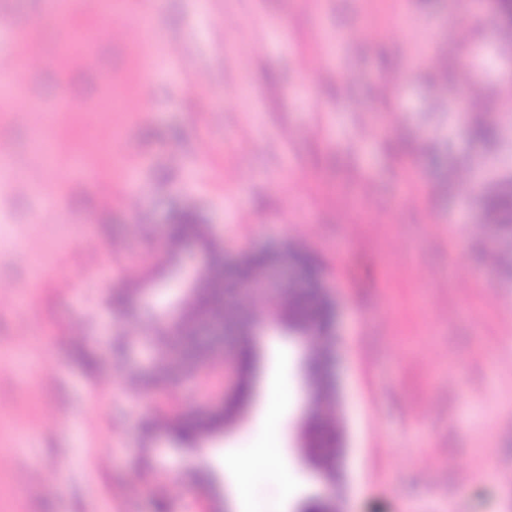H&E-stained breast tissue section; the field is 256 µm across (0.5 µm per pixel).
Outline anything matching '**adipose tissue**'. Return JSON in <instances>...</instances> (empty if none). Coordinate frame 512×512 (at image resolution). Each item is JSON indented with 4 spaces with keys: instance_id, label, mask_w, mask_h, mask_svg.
I'll use <instances>...</instances> for the list:
<instances>
[{
    "instance_id": "ef3b65f1",
    "label": "adipose tissue",
    "mask_w": 512,
    "mask_h": 512,
    "mask_svg": "<svg viewBox=\"0 0 512 512\" xmlns=\"http://www.w3.org/2000/svg\"><path fill=\"white\" fill-rule=\"evenodd\" d=\"M286 448L275 441L266 440L247 450L225 456L224 468L235 479L234 493L241 505L253 501V476L255 473L272 468L279 471L287 469Z\"/></svg>"
}]
</instances>
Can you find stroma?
Masks as SVG:
<instances>
[{
	"mask_svg": "<svg viewBox=\"0 0 512 512\" xmlns=\"http://www.w3.org/2000/svg\"><path fill=\"white\" fill-rule=\"evenodd\" d=\"M0 0V512H208L193 471L272 437L254 512L325 491L302 435L309 344L257 336L254 398L201 446L138 379L174 318L176 213L225 256H313L335 301L340 512H512V49L475 0ZM30 26L19 35L13 16ZM476 83L479 111L462 109ZM395 85L392 108L379 88ZM496 135L475 140L472 127ZM138 289L125 313L109 297ZM295 400L265 421L269 386ZM98 402L88 406L86 398ZM423 450L415 454L412 444Z\"/></svg>",
	"mask_w": 512,
	"mask_h": 512,
	"instance_id": "1",
	"label": "stroma"
}]
</instances>
